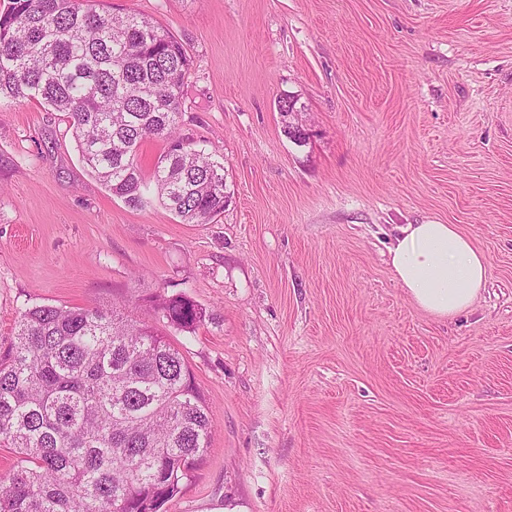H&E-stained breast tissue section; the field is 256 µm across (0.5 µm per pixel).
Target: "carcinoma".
<instances>
[{
  "mask_svg": "<svg viewBox=\"0 0 512 512\" xmlns=\"http://www.w3.org/2000/svg\"><path fill=\"white\" fill-rule=\"evenodd\" d=\"M97 0H9L0 12V99L68 115L83 162L138 208L156 195L186 224L229 199L224 163L178 131L191 60L156 21ZM148 139L165 143L150 176ZM156 319L193 331L191 297L151 301ZM208 407L181 352L114 306L35 305L0 354V512H162L209 448Z\"/></svg>",
  "mask_w": 512,
  "mask_h": 512,
  "instance_id": "carcinoma-1",
  "label": "carcinoma"
}]
</instances>
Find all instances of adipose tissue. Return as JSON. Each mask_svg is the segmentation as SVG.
<instances>
[{
  "mask_svg": "<svg viewBox=\"0 0 512 512\" xmlns=\"http://www.w3.org/2000/svg\"><path fill=\"white\" fill-rule=\"evenodd\" d=\"M389 255L400 286L419 308L438 317L470 308L487 280L486 256L454 224L401 227Z\"/></svg>",
  "mask_w": 512,
  "mask_h": 512,
  "instance_id": "obj_1",
  "label": "adipose tissue"
}]
</instances>
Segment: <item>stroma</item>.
<instances>
[{"mask_svg": "<svg viewBox=\"0 0 512 512\" xmlns=\"http://www.w3.org/2000/svg\"><path fill=\"white\" fill-rule=\"evenodd\" d=\"M191 58L180 133L231 201L186 224L83 164L64 113L0 101V352L32 305L189 295L167 329L211 446L166 512H512V0H103ZM297 100L303 145L283 131ZM488 259L437 318L397 282L404 224ZM151 308L160 322L184 332L194 331L205 318V313L191 297L176 294L159 300H150Z\"/></svg>", "mask_w": 512, "mask_h": 512, "instance_id": "1", "label": "stroma"}]
</instances>
